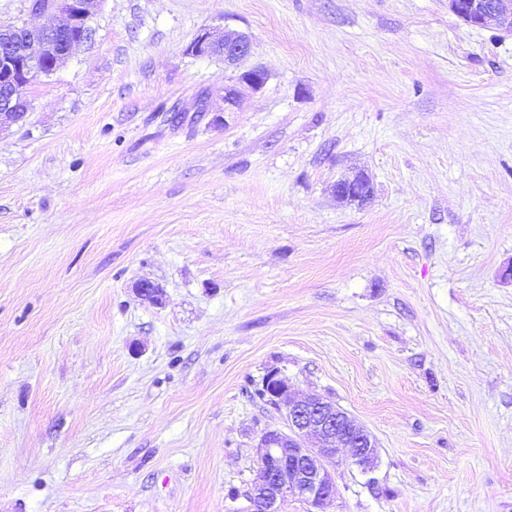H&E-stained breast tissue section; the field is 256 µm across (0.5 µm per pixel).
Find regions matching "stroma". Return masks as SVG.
<instances>
[{
  "instance_id": "35a3bbf8",
  "label": "stroma",
  "mask_w": 512,
  "mask_h": 512,
  "mask_svg": "<svg viewBox=\"0 0 512 512\" xmlns=\"http://www.w3.org/2000/svg\"><path fill=\"white\" fill-rule=\"evenodd\" d=\"M92 26L0 127V512H251L273 370L378 443L326 512H512V32L448 0ZM222 28L238 66L188 50ZM335 192L336 197L341 200L363 199V203H366L372 196V187L370 180L364 174H359L353 179L339 181Z\"/></svg>"
}]
</instances>
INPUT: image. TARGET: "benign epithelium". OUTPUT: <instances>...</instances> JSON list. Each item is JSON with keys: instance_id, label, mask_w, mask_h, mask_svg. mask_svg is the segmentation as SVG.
Returning <instances> with one entry per match:
<instances>
[{"instance_id": "obj_1", "label": "benign epithelium", "mask_w": 512, "mask_h": 512, "mask_svg": "<svg viewBox=\"0 0 512 512\" xmlns=\"http://www.w3.org/2000/svg\"><path fill=\"white\" fill-rule=\"evenodd\" d=\"M34 15H50L56 23L35 28L27 23L0 24V126L18 122L28 112L26 89L40 77H49L72 51L90 40L92 19L99 0H26ZM449 9L465 23L495 26L512 31V0H448ZM80 35L72 37V30ZM196 56H224L233 65L249 56L250 39L243 33L225 30L216 34L200 32L189 46ZM267 80L261 68L244 72L240 81L251 91L260 90ZM341 200L372 196L370 180L363 174L336 184ZM135 292L160 305L163 291L152 282L140 280ZM263 389L268 400L284 405L286 430H267L257 444L256 476L250 489L252 512H282L293 498L307 505V512H325L336 494L331 468L343 448L351 450V463L366 471L374 467L378 448L371 433L347 412L322 398H299L289 394L288 382L276 372L269 373Z\"/></svg>"}]
</instances>
